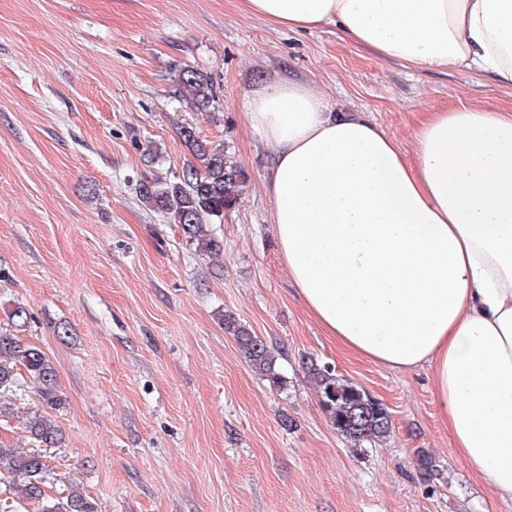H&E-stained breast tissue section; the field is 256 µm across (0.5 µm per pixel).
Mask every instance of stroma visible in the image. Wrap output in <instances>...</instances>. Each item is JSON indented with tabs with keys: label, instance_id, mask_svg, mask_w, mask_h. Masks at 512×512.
Returning <instances> with one entry per match:
<instances>
[{
	"label": "stroma",
	"instance_id": "obj_1",
	"mask_svg": "<svg viewBox=\"0 0 512 512\" xmlns=\"http://www.w3.org/2000/svg\"><path fill=\"white\" fill-rule=\"evenodd\" d=\"M186 68L211 76L209 111L185 97ZM288 77L366 113L409 157L427 113L512 107V88L476 73L379 56L332 25L275 27L242 0H0V324L24 305L21 338L59 366L48 495L79 490L94 512H512L457 456L430 369L347 352L291 284L244 109ZM188 124L248 173L215 227L220 276L136 193L147 151L156 174L181 169ZM228 313L280 350L283 387L242 358ZM310 358L384 403L390 436L358 449L336 434ZM39 406L33 389L0 393V441L34 450L24 420Z\"/></svg>",
	"mask_w": 512,
	"mask_h": 512
}]
</instances>
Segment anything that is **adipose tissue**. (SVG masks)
Masks as SVG:
<instances>
[{
	"instance_id": "obj_1",
	"label": "adipose tissue",
	"mask_w": 512,
	"mask_h": 512,
	"mask_svg": "<svg viewBox=\"0 0 512 512\" xmlns=\"http://www.w3.org/2000/svg\"><path fill=\"white\" fill-rule=\"evenodd\" d=\"M411 65L512 87V0H242ZM271 224L308 313L394 370L429 367L457 454L512 501V108L429 113L407 159L362 112L284 80L246 94Z\"/></svg>"
}]
</instances>
